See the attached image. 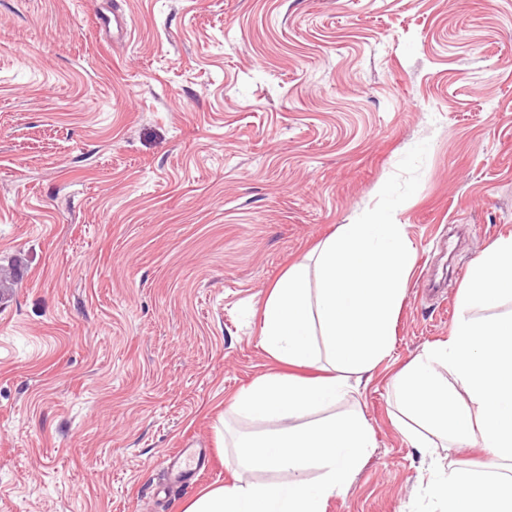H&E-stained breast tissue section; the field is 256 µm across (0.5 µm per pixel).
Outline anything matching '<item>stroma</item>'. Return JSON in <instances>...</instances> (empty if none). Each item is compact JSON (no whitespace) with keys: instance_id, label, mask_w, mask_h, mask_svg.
<instances>
[{"instance_id":"1","label":"stroma","mask_w":512,"mask_h":512,"mask_svg":"<svg viewBox=\"0 0 512 512\" xmlns=\"http://www.w3.org/2000/svg\"><path fill=\"white\" fill-rule=\"evenodd\" d=\"M115 7L129 40L95 25ZM379 212L416 259L390 358L334 408L375 449L325 512L434 508L391 382L512 235V0H0V512H184L234 481L259 425L228 406L287 370L268 294ZM187 437L189 487L158 465Z\"/></svg>"}]
</instances>
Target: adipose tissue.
I'll use <instances>...</instances> for the list:
<instances>
[{"label": "adipose tissue", "instance_id": "obj_1", "mask_svg": "<svg viewBox=\"0 0 512 512\" xmlns=\"http://www.w3.org/2000/svg\"><path fill=\"white\" fill-rule=\"evenodd\" d=\"M317 280L306 263L292 264L262 311L261 342L274 359L296 367L242 388L234 414L275 422L274 430L237 444L243 477L214 487L184 512H324L346 491L375 446L356 411L301 425L305 415L335 406L389 358L395 318L409 286L415 251L402 225L385 216L344 224L317 246ZM512 298V236L498 239L474 263L446 341L426 346L393 379L404 433L413 447L477 446L483 471L431 466L438 512H512V316L478 320L472 313ZM327 359L331 374L299 376ZM320 469L318 480L308 472ZM273 471L256 483L248 472Z\"/></svg>", "mask_w": 512, "mask_h": 512}]
</instances>
